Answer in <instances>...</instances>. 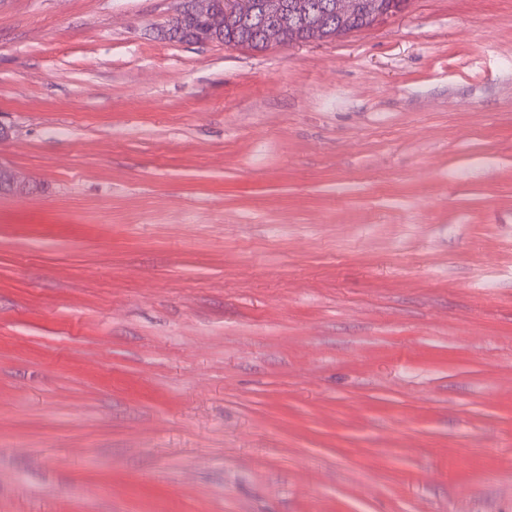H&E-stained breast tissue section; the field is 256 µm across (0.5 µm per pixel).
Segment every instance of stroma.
<instances>
[{
	"label": "stroma",
	"mask_w": 512,
	"mask_h": 512,
	"mask_svg": "<svg viewBox=\"0 0 512 512\" xmlns=\"http://www.w3.org/2000/svg\"><path fill=\"white\" fill-rule=\"evenodd\" d=\"M184 2L0 0V512H512V0ZM187 7L172 18L171 30L181 35L187 22H193L191 35L186 39L195 42H208L211 32L222 26L224 17L246 19L257 8L256 0H224L220 4L215 0H189ZM334 1L335 0H306V2L310 4L309 13L311 16L330 12L331 2ZM363 3L365 2H362L361 0H336V2L333 3L332 17L329 19L327 25L318 26L316 28L318 36L310 38L308 41H305V43L320 41L327 37L335 39L346 35L347 32L345 25L337 22L335 24L333 21L334 15L336 14V17L341 19H348L357 14L364 7ZM331 26L332 29L336 30V32L325 34L324 30ZM268 22L269 20L261 13L255 14L252 19L241 25H238L235 20L226 21L224 32L216 40L253 49L266 47L264 43L266 45L277 44L282 47L302 43L294 34H291V31L288 32V29L277 24L270 25L265 29L262 41V31Z\"/></svg>",
	"instance_id": "stroma-1"
}]
</instances>
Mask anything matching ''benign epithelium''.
I'll return each mask as SVG.
<instances>
[{"mask_svg":"<svg viewBox=\"0 0 512 512\" xmlns=\"http://www.w3.org/2000/svg\"><path fill=\"white\" fill-rule=\"evenodd\" d=\"M257 8L256 0H188L187 7L170 21L171 29L183 31L186 23H193L190 39L195 42H207L211 32L222 26L224 19H246ZM363 8L362 0H336L332 14L348 19ZM263 42L287 47L299 43L288 29L273 24L265 29ZM6 186L15 192L26 189L27 184L13 171L0 166V188Z\"/></svg>","mask_w":512,"mask_h":512,"instance_id":"benign-epithelium-1","label":"benign epithelium"}]
</instances>
